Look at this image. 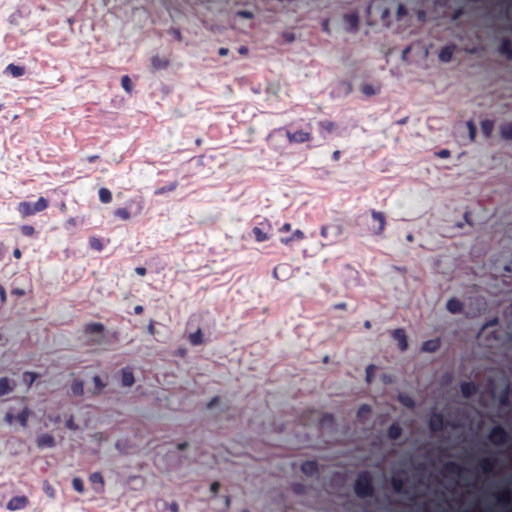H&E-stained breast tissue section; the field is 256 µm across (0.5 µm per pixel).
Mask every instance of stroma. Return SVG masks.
<instances>
[{
  "label": "stroma",
  "instance_id": "1",
  "mask_svg": "<svg viewBox=\"0 0 512 512\" xmlns=\"http://www.w3.org/2000/svg\"><path fill=\"white\" fill-rule=\"evenodd\" d=\"M241 1L0 0V288L18 301L0 374H41L40 419H82L50 450L0 426V490L31 512H425L450 489L457 512H488L512 477L493 454L512 441V147L458 130L512 113V58L493 51L512 20L463 11L438 33L483 29L481 75L421 78L403 33L343 38L342 0H245L249 28ZM326 118L277 150L281 127ZM27 195L49 208L23 218ZM466 288L488 304L460 322ZM106 366L137 386L70 394ZM384 370L445 407L448 432L365 436L359 408L398 413ZM471 370L461 412L449 388ZM305 461L380 480L355 498ZM103 466L102 489L73 490ZM331 125L314 127L310 123L295 122L282 129L281 138L288 148L300 149L308 146L315 139V133L321 134L323 130L329 131Z\"/></svg>",
  "mask_w": 512,
  "mask_h": 512
}]
</instances>
